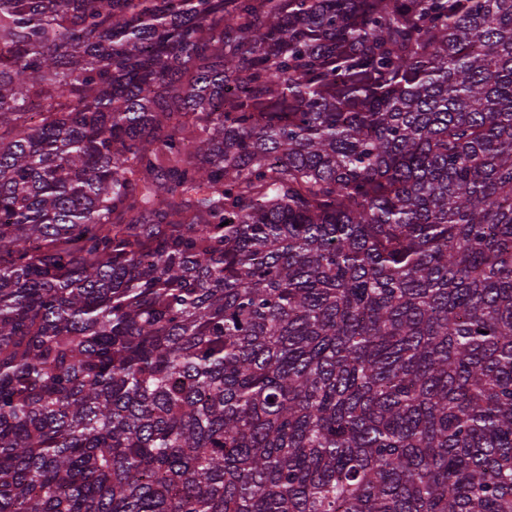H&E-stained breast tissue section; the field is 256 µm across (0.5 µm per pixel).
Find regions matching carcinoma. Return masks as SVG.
I'll return each mask as SVG.
<instances>
[{
	"instance_id": "carcinoma-1",
	"label": "carcinoma",
	"mask_w": 512,
	"mask_h": 512,
	"mask_svg": "<svg viewBox=\"0 0 512 512\" xmlns=\"http://www.w3.org/2000/svg\"><path fill=\"white\" fill-rule=\"evenodd\" d=\"M0 512H512V0H0Z\"/></svg>"
}]
</instances>
